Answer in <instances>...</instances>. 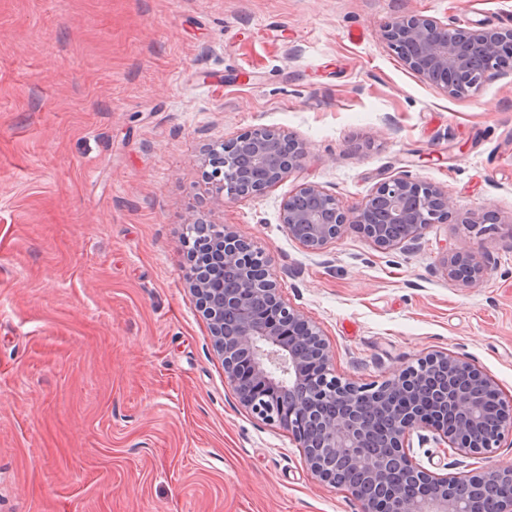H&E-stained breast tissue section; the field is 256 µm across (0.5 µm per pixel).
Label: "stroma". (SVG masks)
Instances as JSON below:
<instances>
[{
  "label": "stroma",
  "instance_id": "obj_1",
  "mask_svg": "<svg viewBox=\"0 0 512 512\" xmlns=\"http://www.w3.org/2000/svg\"><path fill=\"white\" fill-rule=\"evenodd\" d=\"M407 11L512 27V0H0V512H361L236 399L188 288L200 216L271 258L340 376L448 351L512 399V70L448 97L382 39ZM258 127L304 161L214 205L207 149ZM402 174L456 208L414 248L352 231L311 254L280 222L304 184L350 206ZM457 247L488 253L477 287L446 278ZM409 452L478 470L512 437Z\"/></svg>",
  "mask_w": 512,
  "mask_h": 512
}]
</instances>
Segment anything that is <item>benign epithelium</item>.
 <instances>
[{
  "label": "benign epithelium",
  "instance_id": "benign-epithelium-1",
  "mask_svg": "<svg viewBox=\"0 0 512 512\" xmlns=\"http://www.w3.org/2000/svg\"><path fill=\"white\" fill-rule=\"evenodd\" d=\"M382 37L403 64L450 98L475 92L512 69V28H454L419 14L392 17ZM306 157L305 144L268 127L255 128L210 153L216 203L259 194L282 181ZM448 193L403 174L380 182L360 203L345 206L315 184L282 204L280 221L306 251L320 254L354 229L388 252L417 242L431 224L448 222ZM209 231L205 253L191 265L190 288L207 321L224 375L239 403L288 431L322 486L344 487L361 512H471L467 495L495 493V512H512V465L466 473L429 471L409 455L419 429L439 447L488 454L512 435V405L495 408L494 427L477 429L496 383L474 363L436 352L373 386L372 411L390 419L378 448L366 445L358 383L335 375L318 323L282 299L270 261L229 226ZM446 276L477 286L486 256L460 248L446 255Z\"/></svg>",
  "mask_w": 512,
  "mask_h": 512
}]
</instances>
